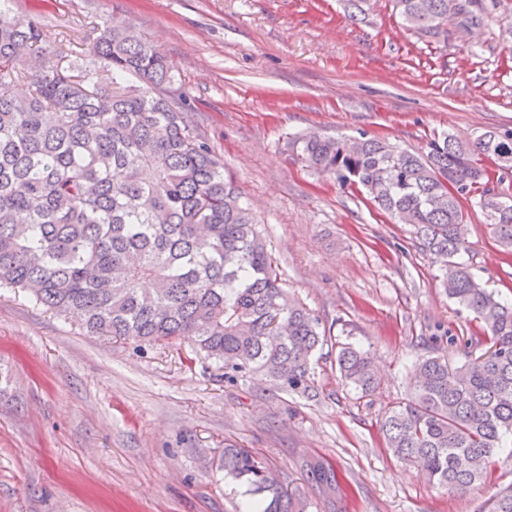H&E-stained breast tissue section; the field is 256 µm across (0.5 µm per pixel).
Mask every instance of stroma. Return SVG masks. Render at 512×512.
I'll list each match as a JSON object with an SVG mask.
<instances>
[{
  "label": "stroma",
  "instance_id": "1",
  "mask_svg": "<svg viewBox=\"0 0 512 512\" xmlns=\"http://www.w3.org/2000/svg\"><path fill=\"white\" fill-rule=\"evenodd\" d=\"M50 38L44 61L89 55L115 18L163 52L189 125L224 164L252 211L290 297L329 337L311 362V395L266 380L230 383L179 342L142 346L91 335L76 316L0 288V512H246L244 484L224 473L225 445L275 470L305 512H478L512 484L495 458L486 483L446 492L387 451L379 422L408 396L422 357L456 367L483 355L481 319L450 300L440 263L410 227L364 189L300 159L297 137L377 136L421 150L448 132L461 142L512 129V15L473 41L427 47L389 0L351 22L339 0H12ZM469 258L488 290L512 301V254L465 203ZM368 349L381 384L359 399L343 386L337 343ZM330 462L344 490L328 503L306 474Z\"/></svg>",
  "mask_w": 512,
  "mask_h": 512
}]
</instances>
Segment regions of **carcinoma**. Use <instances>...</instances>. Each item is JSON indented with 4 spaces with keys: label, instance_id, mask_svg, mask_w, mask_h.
<instances>
[{
    "label": "carcinoma",
    "instance_id": "obj_1",
    "mask_svg": "<svg viewBox=\"0 0 512 512\" xmlns=\"http://www.w3.org/2000/svg\"><path fill=\"white\" fill-rule=\"evenodd\" d=\"M0 0V288L19 289L86 330L136 343L186 340L224 367V378L260 376L302 394L325 332L291 299L252 213L224 180V165L183 119L182 91L163 53L125 23L106 20L94 60L30 73L24 52L45 34ZM367 21L371 0H343ZM418 39L448 38L442 19L479 28L507 0H391ZM316 133L296 139L308 167L360 185L379 209L414 228L423 252L446 267L443 287L484 318L481 357L450 369L416 365L408 397L384 414L385 445L452 491L485 482L512 438V303L482 286L469 252L462 200L473 199L496 241L512 250V194L491 187L487 159L512 157V130L471 144L442 134L420 153L385 139ZM341 380L358 398L380 384L373 357L338 345ZM220 466L261 495L253 512H302L268 464L228 444ZM325 493L342 487L327 461L307 464ZM480 512H512V485Z\"/></svg>",
    "mask_w": 512,
    "mask_h": 512
}]
</instances>
